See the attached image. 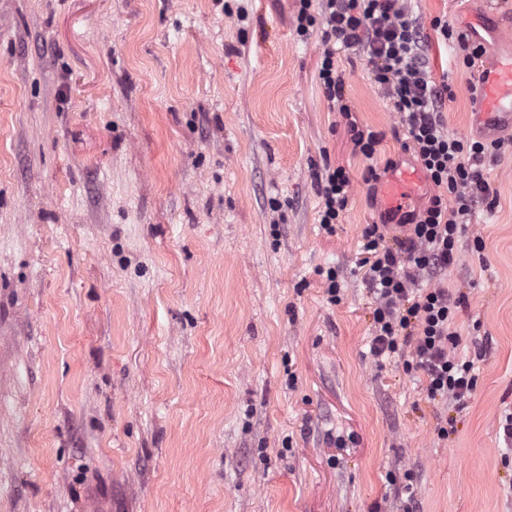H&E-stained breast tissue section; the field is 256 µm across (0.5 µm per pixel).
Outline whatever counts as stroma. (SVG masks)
<instances>
[{
	"instance_id": "obj_1",
	"label": "stroma",
	"mask_w": 512,
	"mask_h": 512,
	"mask_svg": "<svg viewBox=\"0 0 512 512\" xmlns=\"http://www.w3.org/2000/svg\"><path fill=\"white\" fill-rule=\"evenodd\" d=\"M423 25L512 0H414ZM295 0H0V512H512V154L484 173L446 283L464 409L375 364L369 167L416 166L366 58L337 49L359 127L318 81ZM448 131L478 68L430 43ZM345 168L334 234L317 175ZM484 242L474 252V237ZM338 274V301L326 293ZM451 417L447 439L440 418ZM344 446H337V439Z\"/></svg>"
}]
</instances>
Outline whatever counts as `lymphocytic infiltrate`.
Listing matches in <instances>:
<instances>
[{
  "mask_svg": "<svg viewBox=\"0 0 512 512\" xmlns=\"http://www.w3.org/2000/svg\"><path fill=\"white\" fill-rule=\"evenodd\" d=\"M297 2L299 36H308L316 21L324 23L318 79L331 108L348 118L354 152L372 157L380 137L350 117L336 70L340 47L366 56L404 131L405 151L435 188L422 208L400 216L397 224H369L363 231L359 267L374 302L370 353L378 363L399 357L404 370L423 382L427 400L464 406L478 382L473 361L454 354L461 340L454 319L466 298L442 281L458 261L460 240L477 207L491 210L498 204L484 162L512 151V137L486 141L449 135L444 107L452 93L432 77L428 33L408 0H323L318 16L311 11L312 0ZM317 181L318 222L331 234L347 204L350 179L337 166L325 169Z\"/></svg>",
  "mask_w": 512,
  "mask_h": 512,
  "instance_id": "1",
  "label": "lymphocytic infiltrate"
}]
</instances>
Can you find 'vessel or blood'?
<instances>
[{
    "instance_id": "obj_1",
    "label": "vessel or blood",
    "mask_w": 512,
    "mask_h": 512,
    "mask_svg": "<svg viewBox=\"0 0 512 512\" xmlns=\"http://www.w3.org/2000/svg\"><path fill=\"white\" fill-rule=\"evenodd\" d=\"M471 127L500 137L512 133V36L496 39L493 58L483 65L471 110ZM414 189V176L405 172L392 177L386 189V206L405 208Z\"/></svg>"
}]
</instances>
